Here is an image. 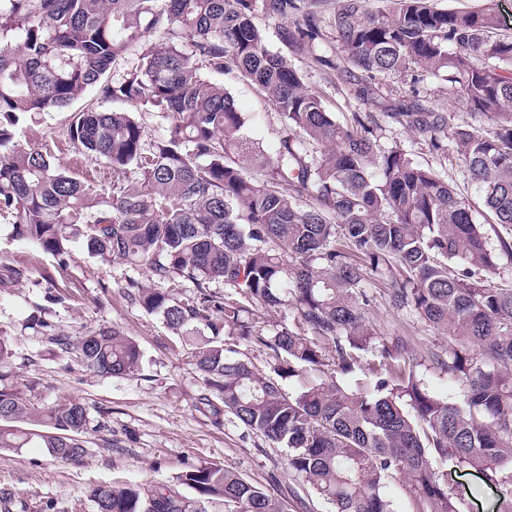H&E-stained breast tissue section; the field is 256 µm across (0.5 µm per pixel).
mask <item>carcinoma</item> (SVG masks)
Listing matches in <instances>:
<instances>
[{
    "label": "carcinoma",
    "instance_id": "carcinoma-1",
    "mask_svg": "<svg viewBox=\"0 0 512 512\" xmlns=\"http://www.w3.org/2000/svg\"><path fill=\"white\" fill-rule=\"evenodd\" d=\"M318 2L0 0V218L60 265L68 242L81 238L94 256L192 282L199 295L190 300L134 280L127 288L189 347L206 389L199 404L286 449L289 469L333 512H394L382 488L395 475L408 483L412 512H463L438 467L450 459L499 488V512H512V286L481 276L497 250L447 181L383 145L371 114L338 123L294 64L268 48L257 12L282 22L283 44L312 49L324 36ZM329 26L345 61L373 77L413 67L446 74L458 103L488 126L451 125L414 98L388 117L437 154L453 142L493 223L511 228L512 35L495 13L439 10L428 0L371 12L366 0H336ZM150 33L159 39L146 40ZM134 48L136 61L114 75ZM226 68L259 86L280 115L274 156L255 147L248 115L206 73ZM90 90L95 105L76 112L68 132L123 180L108 201L14 140L28 115L67 108ZM114 104L161 114L165 134L147 141ZM255 168L264 180L250 176ZM380 275L391 306L446 332L448 349L424 357L397 336L382 343L384 371L368 381L284 390L278 379L326 366L319 340L341 371L359 367L376 336L365 284ZM210 283L291 309L313 337L286 326L267 333L239 302L204 289ZM200 325L210 334H194ZM225 334L270 350L276 377L231 355ZM60 346L112 377L134 373L142 357L133 338L109 326ZM428 360L458 384L455 398L431 389ZM27 421L44 430L18 427ZM88 424L80 403L35 414L20 392L0 390V448L35 443L76 460ZM94 498L97 512H207L216 501L224 512H288L286 499L211 462L169 486H112Z\"/></svg>",
    "mask_w": 512,
    "mask_h": 512
}]
</instances>
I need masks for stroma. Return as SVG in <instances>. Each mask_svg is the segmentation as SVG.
Here are the masks:
<instances>
[{"label":"stroma","instance_id":"1","mask_svg":"<svg viewBox=\"0 0 512 512\" xmlns=\"http://www.w3.org/2000/svg\"><path fill=\"white\" fill-rule=\"evenodd\" d=\"M256 22L265 30L269 48L287 54L305 87L321 95L338 120L354 112H371L383 144L400 145L416 162L435 168L469 202L491 247H498L507 232L490 223L478 191L464 177L456 147H449L446 156H436L422 138L386 114L410 99L416 88L424 106L443 113L449 122L463 119L444 77L428 75L418 83L408 76L372 82L359 69H340L342 57L333 31H326L314 49L289 50L279 39L277 20L261 14ZM327 58L337 62V69L324 66ZM218 80L239 109L250 115L248 136L267 153H275L282 123L263 92L231 70ZM366 86L381 95V106L360 100L358 91ZM95 98L90 91L72 108L31 115L18 128L17 139L26 147L48 148L56 164L108 198L111 169L84 155L68 137L75 112ZM68 251L65 264H57L51 256L14 240L11 224L0 219V337L12 352L0 365V389L21 391L37 412L77 401L89 415L82 436L86 452L79 460L61 461L34 445L0 450V512H97L92 498L96 488L120 483L149 489L169 485L176 474L201 461L221 464L287 498L289 512H331L330 505L289 471L284 449L238 423L215 421L209 410L199 408L203 381L181 337L126 294L127 282L133 279L185 300L197 293L193 283L180 278L158 282L145 268L89 254L79 239L69 242ZM13 269L22 270L23 278L9 280ZM369 290L376 298L369 321L381 338L406 337L421 352L447 348V336L415 314L390 305L382 279L371 281ZM103 325L138 342L142 363L137 374L98 375L77 353L63 352L56 343L57 337L73 338ZM445 470L449 486L463 500L464 512H496L499 493L476 470L452 461Z\"/></svg>","mask_w":512,"mask_h":512}]
</instances>
